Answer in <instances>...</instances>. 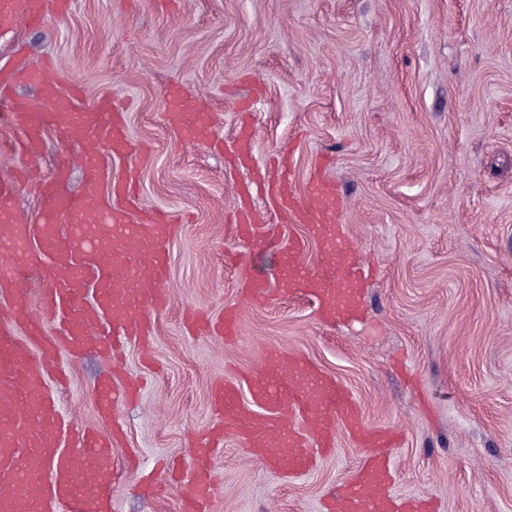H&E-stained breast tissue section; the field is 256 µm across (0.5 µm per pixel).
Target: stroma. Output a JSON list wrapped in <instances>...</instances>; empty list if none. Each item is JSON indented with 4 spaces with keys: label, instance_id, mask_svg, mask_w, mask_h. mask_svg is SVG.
Masks as SVG:
<instances>
[{
    "label": "stroma",
    "instance_id": "obj_1",
    "mask_svg": "<svg viewBox=\"0 0 512 512\" xmlns=\"http://www.w3.org/2000/svg\"><path fill=\"white\" fill-rule=\"evenodd\" d=\"M48 64L50 81L92 110L112 96L131 142L148 154L108 159L111 180L138 169L136 212L172 226L171 303L152 316L153 365L128 346L123 374L142 376L122 403L112 512H179L158 497L175 459L191 463L222 423L211 387L228 366L256 370L270 346L304 354L345 388L372 426L402 433L392 492L439 512H512V0H73L65 15L0 31V69ZM210 114L207 142L188 140L171 92ZM284 162L293 188L314 174L334 186L337 221L376 267L361 313L325 322L315 301L243 303L226 253L244 254L276 287L281 246L306 225L270 210L258 171ZM266 212L268 241L233 228L238 195ZM240 307L232 340L196 334L185 308L220 317ZM62 411L95 426L94 393L110 368L97 349L69 367ZM346 430L305 473L267 469L235 435L212 455L211 512H321L354 473Z\"/></svg>",
    "mask_w": 512,
    "mask_h": 512
}]
</instances>
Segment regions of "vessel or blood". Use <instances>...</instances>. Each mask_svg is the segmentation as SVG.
I'll return each mask as SVG.
<instances>
[{
    "label": "vessel or blood",
    "mask_w": 512,
    "mask_h": 512,
    "mask_svg": "<svg viewBox=\"0 0 512 512\" xmlns=\"http://www.w3.org/2000/svg\"><path fill=\"white\" fill-rule=\"evenodd\" d=\"M69 6L70 0H0V29L21 19L39 21L50 11L63 14ZM22 83L41 86L53 98L54 110L35 112L30 102L17 97L14 87ZM0 118L22 133L13 149L31 157L43 151L49 125L62 139L87 146L80 159L85 170L80 199L64 197L57 190L67 165L38 184L37 193L45 203L40 226L5 209L25 187L26 176L17 172L0 178V254L12 257L0 269V297L8 301L0 308V320L10 325L0 333V512H112V454L118 434L73 428L46 388L58 376L62 356L79 357L101 338H108L114 349L130 341L149 343L150 316L170 300L172 228L154 211L141 213L138 223H131L127 204L136 173L113 184L112 205L100 204L106 171L99 144L109 143L118 156L135 151L126 133L125 114L111 99H102L95 111L78 112L70 98L60 96L46 82L44 70L2 71ZM267 191L274 206L294 222L307 225L313 238L336 245L335 256L312 274L303 268L304 240L289 239L282 249L288 268L285 292L308 291L328 318L357 314L364 266L346 250L341 226L330 223L335 205L332 188L315 178L305 196H298L283 168L272 172ZM100 210L118 231L116 250H109L89 229L59 240L55 229L59 215L79 218ZM237 229L248 245L266 241L265 227L251 204L238 210ZM30 264L38 266L44 283L35 300L19 288L16 276L17 270ZM50 318L58 320V329L47 330ZM192 325L199 333L230 339L239 332V311L228 306L219 322L196 318ZM280 358L279 352H271L260 371L213 385V404L224 417L222 430L212 435L214 441L233 433L272 469L301 474L317 455L333 451L342 428L365 454L351 478L331 494L323 512H435L431 500L400 502L390 491L389 450L398 443V432L364 426L349 393L331 378H313L312 368L299 354L289 357L292 374L287 385L271 392L267 378L278 369ZM140 390L134 380L120 388L103 381L96 395L99 415L114 417L120 403ZM244 392L249 395L245 401L240 398ZM213 491L208 461L198 459L192 478L180 487V512H210Z\"/></svg>",
    "instance_id": "1"
}]
</instances>
